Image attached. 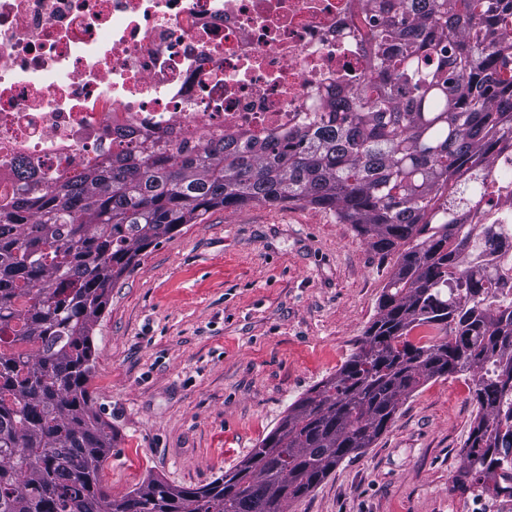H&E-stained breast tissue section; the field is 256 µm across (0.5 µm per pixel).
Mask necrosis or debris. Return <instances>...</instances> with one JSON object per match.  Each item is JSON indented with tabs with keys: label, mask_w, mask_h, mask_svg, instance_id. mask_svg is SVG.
<instances>
[{
	"label": "necrosis or debris",
	"mask_w": 512,
	"mask_h": 512,
	"mask_svg": "<svg viewBox=\"0 0 512 512\" xmlns=\"http://www.w3.org/2000/svg\"><path fill=\"white\" fill-rule=\"evenodd\" d=\"M369 27L358 0H0V194L18 160L40 185L144 138L287 132L366 84ZM460 214V264L512 267V182Z\"/></svg>",
	"instance_id": "4bbe7bcc"
}]
</instances>
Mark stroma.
<instances>
[{
    "label": "stroma",
    "instance_id": "stroma-1",
    "mask_svg": "<svg viewBox=\"0 0 512 512\" xmlns=\"http://www.w3.org/2000/svg\"><path fill=\"white\" fill-rule=\"evenodd\" d=\"M395 261L332 212L288 204L214 209L142 251L91 337L89 390L114 431L103 485L199 488L232 471L348 359ZM477 412L471 379L429 381L288 512H461Z\"/></svg>",
    "mask_w": 512,
    "mask_h": 512
}]
</instances>
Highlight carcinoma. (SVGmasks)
<instances>
[{
  "label": "carcinoma",
  "mask_w": 512,
  "mask_h": 512,
  "mask_svg": "<svg viewBox=\"0 0 512 512\" xmlns=\"http://www.w3.org/2000/svg\"><path fill=\"white\" fill-rule=\"evenodd\" d=\"M376 93L330 88L309 122L259 141L156 140L31 188L24 164L0 200V512H288L388 429L433 378L465 375L479 411L464 491L512 497V310L465 270L448 221L477 199L512 140V0H362ZM457 32L460 49L440 45ZM309 204L397 254L378 313L336 372L236 468L201 488L157 478L115 497L100 482L112 424L88 390L93 327L147 247L215 208Z\"/></svg>",
  "instance_id": "cac0c4a2"
}]
</instances>
